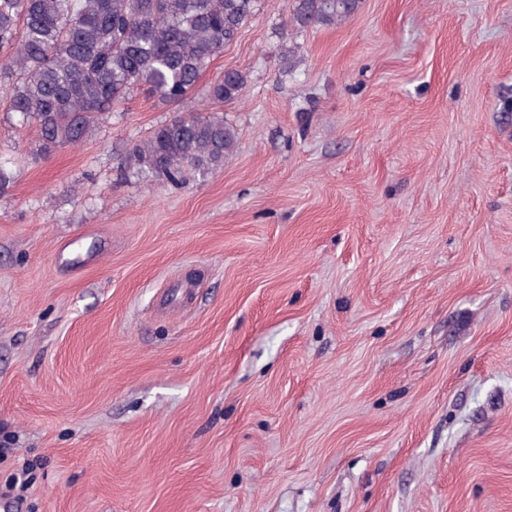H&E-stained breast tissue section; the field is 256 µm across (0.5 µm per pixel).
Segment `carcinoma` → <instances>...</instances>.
<instances>
[{
    "mask_svg": "<svg viewBox=\"0 0 512 512\" xmlns=\"http://www.w3.org/2000/svg\"><path fill=\"white\" fill-rule=\"evenodd\" d=\"M258 0H0V93L8 111L39 132L49 154L91 137L112 107L139 90L182 102L214 57L256 12ZM359 0H295L296 29L340 25ZM247 83L226 70L209 86L213 104ZM234 129L217 110H194L157 127L135 148L136 176L176 183L185 169L224 166Z\"/></svg>",
    "mask_w": 512,
    "mask_h": 512,
    "instance_id": "carcinoma-1",
    "label": "carcinoma"
}]
</instances>
